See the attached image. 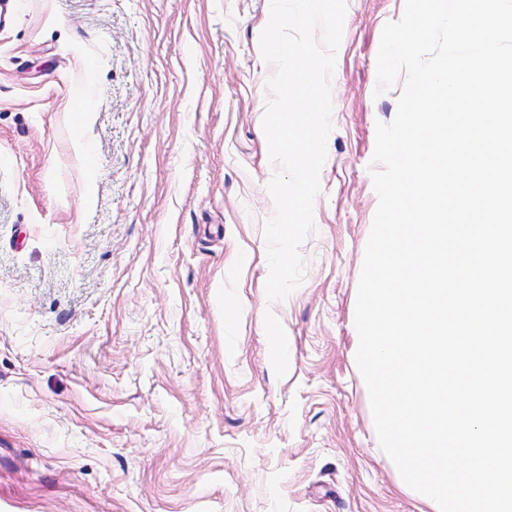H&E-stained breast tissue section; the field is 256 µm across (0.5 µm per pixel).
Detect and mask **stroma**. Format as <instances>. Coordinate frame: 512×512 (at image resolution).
Instances as JSON below:
<instances>
[{"label":"stroma","mask_w":512,"mask_h":512,"mask_svg":"<svg viewBox=\"0 0 512 512\" xmlns=\"http://www.w3.org/2000/svg\"><path fill=\"white\" fill-rule=\"evenodd\" d=\"M270 5L16 0L0 22V512H420L353 355L405 0H347L305 278L273 303Z\"/></svg>","instance_id":"stroma-1"}]
</instances>
